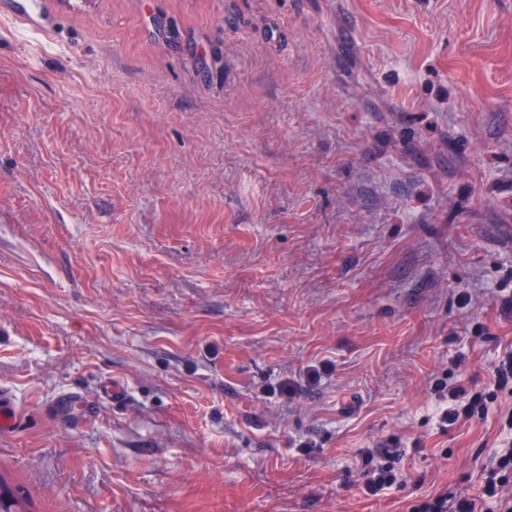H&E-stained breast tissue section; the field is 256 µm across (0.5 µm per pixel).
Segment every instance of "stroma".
Masks as SVG:
<instances>
[{
	"instance_id": "stroma-1",
	"label": "stroma",
	"mask_w": 512,
	"mask_h": 512,
	"mask_svg": "<svg viewBox=\"0 0 512 512\" xmlns=\"http://www.w3.org/2000/svg\"><path fill=\"white\" fill-rule=\"evenodd\" d=\"M13 2L0 478L30 512L479 495L499 409L442 429L433 385L512 349V0ZM390 440L407 483L363 495ZM129 395V390L124 381L117 378H107L101 381L97 390V398L101 402H109L112 405L123 404ZM90 410V402L79 394H65L58 398L53 405V411L58 416L72 423L79 422Z\"/></svg>"
}]
</instances>
